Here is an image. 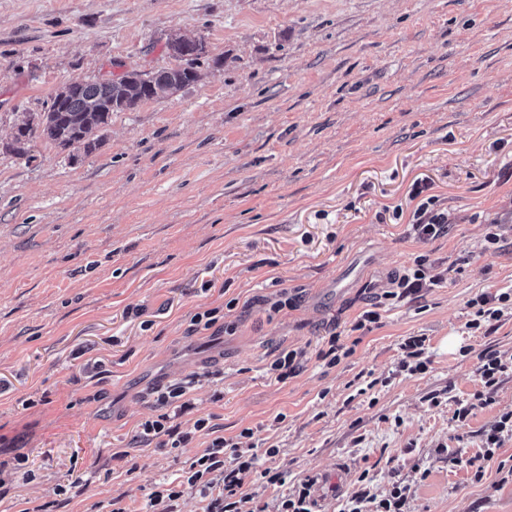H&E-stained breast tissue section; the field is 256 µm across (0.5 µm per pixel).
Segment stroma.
I'll return each mask as SVG.
<instances>
[{"instance_id": "stroma-1", "label": "stroma", "mask_w": 512, "mask_h": 512, "mask_svg": "<svg viewBox=\"0 0 512 512\" xmlns=\"http://www.w3.org/2000/svg\"><path fill=\"white\" fill-rule=\"evenodd\" d=\"M174 34L207 46L197 81L113 113L92 153L40 137L9 151L63 84L175 66ZM422 179L450 219L429 241L377 217L411 210ZM494 221L506 241L488 250ZM419 255L451 265L447 283L354 330L371 285ZM281 289L300 300L270 314ZM509 290L512 0H0V512L118 495L140 512L206 445L133 444L152 389L195 375L178 424L213 415L287 473L246 478L265 512L313 474L318 512H340L364 472L380 496L407 486L404 512H512V439L482 480L455 461L512 411L509 372L455 416L483 389L480 355L512 358V308L474 331L468 303ZM233 298L232 330L188 334ZM329 324L350 349L333 367L318 357ZM409 336L426 339L413 375ZM283 348L306 363L280 382ZM70 471L82 493L57 495Z\"/></svg>"}]
</instances>
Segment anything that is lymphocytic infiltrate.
Returning a JSON list of instances; mask_svg holds the SVG:
<instances>
[{"mask_svg": "<svg viewBox=\"0 0 512 512\" xmlns=\"http://www.w3.org/2000/svg\"><path fill=\"white\" fill-rule=\"evenodd\" d=\"M430 188V183L426 181L414 182L409 193L410 199L415 202L411 212H403L399 207L392 211L393 219H407L410 234L420 240H430L448 233V211L441 207L438 196L431 194ZM447 280V269L420 255L414 259L411 267L392 275L388 290L378 293L377 298L400 302L408 298L416 299L424 290ZM511 368L496 354L484 355L477 368L483 389L475 394L472 402L458 408V420H466L473 410L487 406L500 376ZM189 389L190 385L186 382L154 388L152 395L159 413L156 418L141 423L139 437L144 443H156L161 450L186 447L199 433L207 435L208 442L182 478L162 483L149 495L144 512H175V503L185 484L197 488L204 503L203 512H262L261 508L255 506L253 495L241 491L246 477L257 473L267 483L274 485L285 482L284 473L260 468L256 454L251 449L240 447L234 440L218 435L210 418H198L191 430H180L174 420L191 407L185 399ZM359 481L360 489L347 496L342 512H402L407 499L406 487L393 485L389 494L380 499L370 494L367 475H360Z\"/></svg>", "mask_w": 512, "mask_h": 512, "instance_id": "f902f5d3", "label": "lymphocytic infiltrate"}]
</instances>
